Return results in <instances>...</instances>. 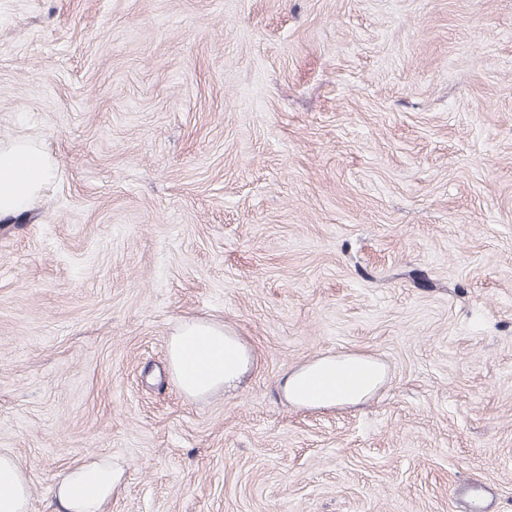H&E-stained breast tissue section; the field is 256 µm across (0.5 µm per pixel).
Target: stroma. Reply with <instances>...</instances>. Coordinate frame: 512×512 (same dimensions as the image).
Instances as JSON below:
<instances>
[{"label":"stroma","instance_id":"35a3bbf8","mask_svg":"<svg viewBox=\"0 0 512 512\" xmlns=\"http://www.w3.org/2000/svg\"><path fill=\"white\" fill-rule=\"evenodd\" d=\"M54 166L0 219V453L52 512H512V0H0V143ZM185 318L254 355L202 399ZM364 404H285L324 354ZM384 378L383 367L360 354H328L287 370L280 380L287 403L308 409L356 406L366 401ZM119 482L120 473L112 461L89 459L73 464L54 485V512H105Z\"/></svg>","mask_w":512,"mask_h":512}]
</instances>
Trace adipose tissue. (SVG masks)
<instances>
[{
    "instance_id": "adipose-tissue-1",
    "label": "adipose tissue",
    "mask_w": 512,
    "mask_h": 512,
    "mask_svg": "<svg viewBox=\"0 0 512 512\" xmlns=\"http://www.w3.org/2000/svg\"><path fill=\"white\" fill-rule=\"evenodd\" d=\"M53 170L49 157L33 142L17 139L0 146V217L25 211L43 190ZM254 356L240 336L223 325L185 319L168 343V367L180 390L200 398L236 386ZM384 378L380 364L360 354H328L286 371L280 380L285 402L308 409L356 406ZM120 482L111 461L89 459L59 475L53 498L56 512H104ZM31 489L16 457L0 454V512H29Z\"/></svg>"
}]
</instances>
